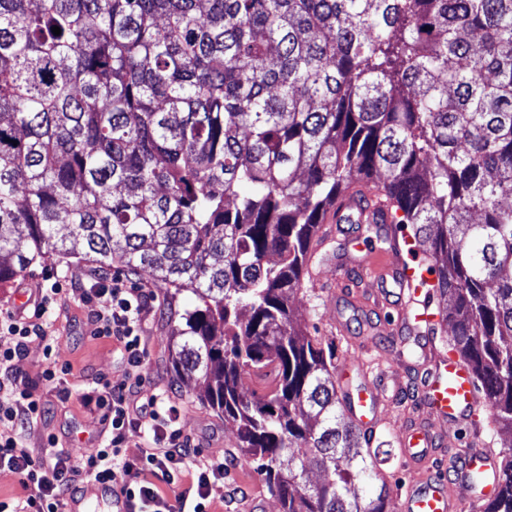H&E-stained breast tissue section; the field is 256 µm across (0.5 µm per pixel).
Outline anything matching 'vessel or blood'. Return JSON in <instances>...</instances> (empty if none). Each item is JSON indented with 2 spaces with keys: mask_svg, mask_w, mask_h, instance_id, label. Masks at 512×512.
I'll return each mask as SVG.
<instances>
[{
  "mask_svg": "<svg viewBox=\"0 0 512 512\" xmlns=\"http://www.w3.org/2000/svg\"><path fill=\"white\" fill-rule=\"evenodd\" d=\"M336 221L388 224L392 215L359 198L348 197L340 202ZM359 271L365 282L377 288L381 298H389L391 288H398L395 296L400 309L399 328L433 321L432 313L417 311L415 307L421 293L419 280L427 275L419 253L402 248L393 240L388 248L368 252ZM417 383L428 414L406 424L398 437L401 461L417 475L400 499V512H457L455 492L459 489L474 492L480 501L490 499L499 483L500 464L495 452L489 448L448 452L443 447L447 428L471 425L487 407L471 366L453 351L442 357L432 356L426 369L418 374ZM381 402L379 380L366 383L352 403L359 423L376 429ZM95 499L104 502L108 512H126L124 498L113 495L111 488L101 484L85 490L70 503L68 512H88Z\"/></svg>",
  "mask_w": 512,
  "mask_h": 512,
  "instance_id": "vessel-or-blood-1",
  "label": "vessel or blood"
}]
</instances>
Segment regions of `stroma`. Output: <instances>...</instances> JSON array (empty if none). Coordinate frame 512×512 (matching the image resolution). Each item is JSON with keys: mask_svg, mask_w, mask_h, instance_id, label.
<instances>
[{"mask_svg": "<svg viewBox=\"0 0 512 512\" xmlns=\"http://www.w3.org/2000/svg\"><path fill=\"white\" fill-rule=\"evenodd\" d=\"M375 230L372 224H345L334 229L321 262L320 286L304 285L293 306L301 325L315 328L323 347L334 353L336 363L355 359V366L344 376L350 390H358L368 376L387 373L389 388L380 409L381 424L372 444L378 449L377 472L390 489L388 512H397L398 494L412 475L399 461L396 434L404 422L426 413L412 382L422 356L420 345L428 338L435 348H446L451 333L441 323L436 325L431 337L422 325L402 333L390 331L387 311L374 307L371 288L357 280L360 257L367 249L379 244ZM98 269L97 263L78 256L54 258L31 268L14 281L0 285V305L13 304L15 293L21 286L48 288L59 276L86 280ZM347 280L357 281L358 286L344 295L339 285ZM156 290L158 300L145 335L149 359L141 368L147 387H164L172 392L182 410V424L199 437L204 454H221L231 459L232 465L224 475L225 488L248 490L251 497L261 499L260 512H280V504L269 493L264 474L242 458L236 435L231 428L225 427L223 416L204 406L195 396L194 381L181 377L172 368L175 346L171 327L178 314L197 305V297L190 292L176 296L166 288ZM53 313L52 329L56 335L53 347H46L39 338H29L25 354L15 368L21 375L34 378L48 362L69 365L66 381L70 396L63 401L57 390L40 387L39 393L49 412L45 420L25 432L23 439L28 448L38 452L49 435H56L63 448L78 458L93 446L99 421L98 414L81 405V394L90 391L102 377L112 384H121L125 380V370L118 344L91 336L86 307L70 301L55 307Z\"/></svg>", "mask_w": 512, "mask_h": 512, "instance_id": "1", "label": "stroma"}]
</instances>
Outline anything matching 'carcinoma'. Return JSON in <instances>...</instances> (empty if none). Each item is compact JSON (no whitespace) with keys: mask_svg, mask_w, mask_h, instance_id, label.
Listing matches in <instances>:
<instances>
[{"mask_svg":"<svg viewBox=\"0 0 512 512\" xmlns=\"http://www.w3.org/2000/svg\"><path fill=\"white\" fill-rule=\"evenodd\" d=\"M359 182L512 433V0H0V283L77 253L196 295L174 366L281 512H386L291 305Z\"/></svg>","mask_w":512,"mask_h":512,"instance_id":"cac0c4a2","label":"carcinoma"}]
</instances>
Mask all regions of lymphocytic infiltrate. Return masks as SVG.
I'll list each match as a JSON object with an SVG mask.
<instances>
[{"instance_id": "lymphocytic-infiltrate-1", "label": "lymphocytic infiltrate", "mask_w": 512, "mask_h": 512, "mask_svg": "<svg viewBox=\"0 0 512 512\" xmlns=\"http://www.w3.org/2000/svg\"><path fill=\"white\" fill-rule=\"evenodd\" d=\"M89 306L92 334L109 338L123 350L127 365L124 384L99 380L83 394L84 408L98 411L106 430L100 442L81 459H73L49 436L41 453L26 448L22 432L45 417L39 387H59L69 367L49 363L39 379H28L14 369L27 340L47 342L55 337L50 309L64 298ZM157 299L154 289L131 284L123 275H101L92 284L71 281L69 286L36 289L28 307L0 308V471L20 476L27 494L1 500L0 512H64L66 501L90 481L118 487L128 512H210L216 492L224 488L227 465L220 456H204L194 437L181 423L178 403L164 390L144 393L141 367L149 357L143 340L147 317ZM145 441L131 444L134 433ZM124 482H117V474ZM190 489H183V479ZM177 490L168 499L163 488Z\"/></svg>"}]
</instances>
